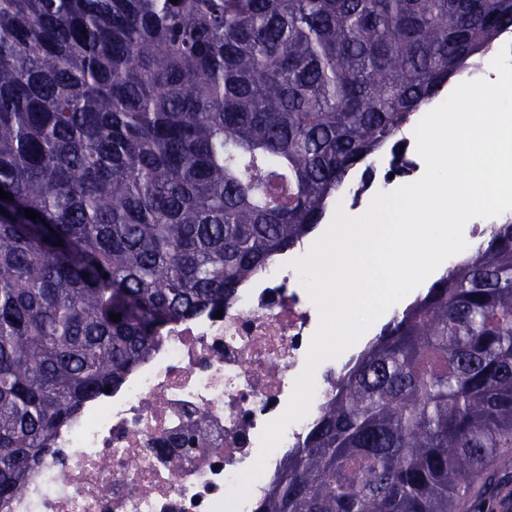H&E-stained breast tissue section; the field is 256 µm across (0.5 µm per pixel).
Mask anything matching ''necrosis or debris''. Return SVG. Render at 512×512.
Returning <instances> with one entry per match:
<instances>
[{
	"label": "necrosis or debris",
	"mask_w": 512,
	"mask_h": 512,
	"mask_svg": "<svg viewBox=\"0 0 512 512\" xmlns=\"http://www.w3.org/2000/svg\"><path fill=\"white\" fill-rule=\"evenodd\" d=\"M279 256L221 317L168 324L150 357L85 401L53 437L26 490L0 512H213L259 453L302 371L318 312ZM334 360L316 372L309 416L286 431L239 512L258 503L335 389Z\"/></svg>",
	"instance_id": "obj_1"
}]
</instances>
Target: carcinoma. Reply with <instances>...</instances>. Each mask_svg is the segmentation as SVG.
<instances>
[{
  "instance_id": "cac0c4a2",
  "label": "carcinoma",
  "mask_w": 512,
  "mask_h": 512,
  "mask_svg": "<svg viewBox=\"0 0 512 512\" xmlns=\"http://www.w3.org/2000/svg\"><path fill=\"white\" fill-rule=\"evenodd\" d=\"M510 32L512 0H0V503ZM511 470L512 221L352 360L258 512H454Z\"/></svg>"
}]
</instances>
